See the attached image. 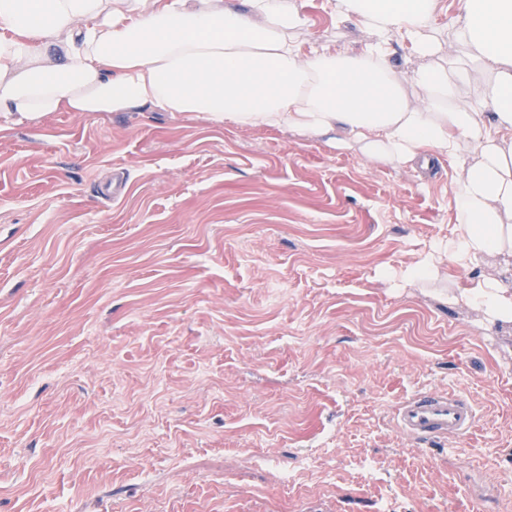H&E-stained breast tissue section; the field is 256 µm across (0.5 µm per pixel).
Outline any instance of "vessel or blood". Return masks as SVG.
I'll return each instance as SVG.
<instances>
[{"instance_id": "1", "label": "vessel or blood", "mask_w": 512, "mask_h": 512, "mask_svg": "<svg viewBox=\"0 0 512 512\" xmlns=\"http://www.w3.org/2000/svg\"><path fill=\"white\" fill-rule=\"evenodd\" d=\"M400 431L415 439H459L475 428L469 399L451 392H421L404 400L396 412Z\"/></svg>"}]
</instances>
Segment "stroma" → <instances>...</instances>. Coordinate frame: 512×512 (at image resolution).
<instances>
[{"label": "stroma", "mask_w": 512, "mask_h": 512, "mask_svg": "<svg viewBox=\"0 0 512 512\" xmlns=\"http://www.w3.org/2000/svg\"><path fill=\"white\" fill-rule=\"evenodd\" d=\"M459 187L177 112L0 132V512H512V327L402 279ZM422 391L473 432L401 433ZM400 431L415 439H460L475 428L469 399L451 392H421L404 400L396 412Z\"/></svg>", "instance_id": "35a3bbf8"}]
</instances>
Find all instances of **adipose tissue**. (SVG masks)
I'll return each mask as SVG.
<instances>
[{
	"label": "adipose tissue",
	"mask_w": 512,
	"mask_h": 512,
	"mask_svg": "<svg viewBox=\"0 0 512 512\" xmlns=\"http://www.w3.org/2000/svg\"><path fill=\"white\" fill-rule=\"evenodd\" d=\"M337 0L360 50L301 44L298 0H0V118L181 112L238 128L335 135L396 167L459 164L455 231L442 251L467 273L458 299L512 323V0ZM422 64L400 76L393 39ZM494 110L481 112L483 102ZM497 274L479 271L489 255Z\"/></svg>",
	"instance_id": "1"
}]
</instances>
